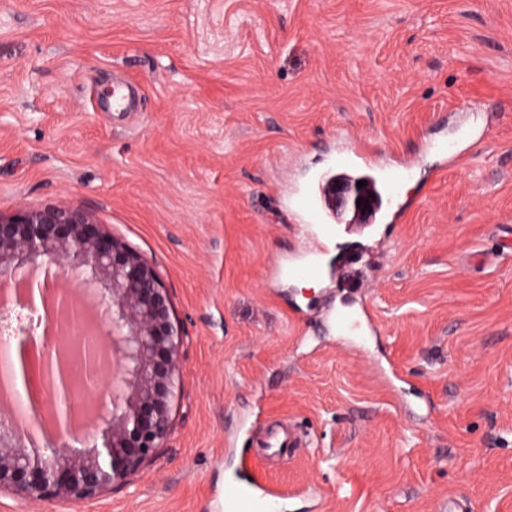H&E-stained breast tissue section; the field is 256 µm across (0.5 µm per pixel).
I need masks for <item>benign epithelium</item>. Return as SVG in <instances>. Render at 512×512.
<instances>
[{
    "label": "benign epithelium",
    "mask_w": 512,
    "mask_h": 512,
    "mask_svg": "<svg viewBox=\"0 0 512 512\" xmlns=\"http://www.w3.org/2000/svg\"><path fill=\"white\" fill-rule=\"evenodd\" d=\"M331 209L362 213L357 199L374 206L355 181L329 180ZM42 265L74 274L84 298L107 330L97 342L98 359H87L85 338L65 336L58 354L53 388L56 397L73 396L77 385L70 360H82L104 384L109 402L96 403L84 394L94 423L92 448L70 450L67 427H57L42 440L19 430L12 412H0V490L39 501H88L106 488L122 485L173 432L172 408L183 386L184 334L172 315V304L153 263L107 232L90 213L75 207L21 209L0 215V281L15 285V303L30 307L23 288L31 271ZM85 316L69 294L59 292V317ZM0 329L18 338L24 373L30 332L0 309Z\"/></svg>",
    "instance_id": "7a95c632"
}]
</instances>
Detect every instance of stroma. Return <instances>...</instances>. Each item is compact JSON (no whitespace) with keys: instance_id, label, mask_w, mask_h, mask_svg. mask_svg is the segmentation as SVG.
I'll list each match as a JSON object with an SVG mask.
<instances>
[{"instance_id":"1","label":"stroma","mask_w":512,"mask_h":512,"mask_svg":"<svg viewBox=\"0 0 512 512\" xmlns=\"http://www.w3.org/2000/svg\"><path fill=\"white\" fill-rule=\"evenodd\" d=\"M136 87L113 111L114 81ZM414 159L403 217L336 221L314 286L290 200L342 138ZM457 143L461 160L439 147ZM78 206L147 257L185 336L174 432L90 502L224 512L243 449L280 512H512V0H0V214ZM371 307L341 340L325 307ZM265 426L297 423L271 457Z\"/></svg>"}]
</instances>
